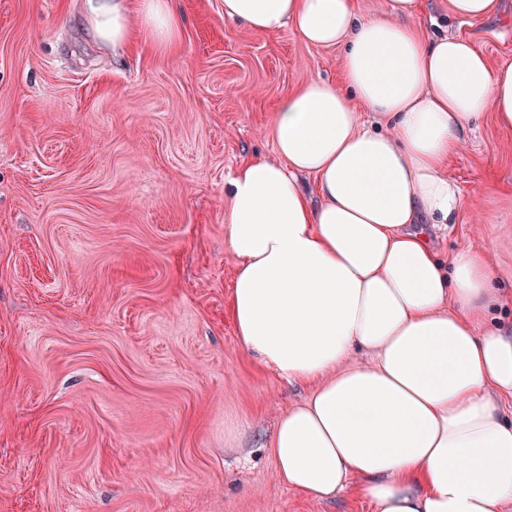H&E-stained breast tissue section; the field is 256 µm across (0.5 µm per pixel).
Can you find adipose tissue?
Listing matches in <instances>:
<instances>
[{
    "mask_svg": "<svg viewBox=\"0 0 512 512\" xmlns=\"http://www.w3.org/2000/svg\"><path fill=\"white\" fill-rule=\"evenodd\" d=\"M419 9L224 0L252 31L288 26L343 50L342 84L283 97L273 157L227 183L230 312L246 350L312 387L272 437L286 485L320 500L352 487L373 512H512V322L490 321L489 251L443 261L429 236L477 205L446 165L486 114L512 128V60L493 67L467 39L427 34ZM82 15L112 50L137 34L164 47L179 28L177 0H83Z\"/></svg>",
    "mask_w": 512,
    "mask_h": 512,
    "instance_id": "adipose-tissue-1",
    "label": "adipose tissue"
}]
</instances>
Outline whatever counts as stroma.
<instances>
[{"instance_id": "35a3bbf8", "label": "stroma", "mask_w": 512, "mask_h": 512, "mask_svg": "<svg viewBox=\"0 0 512 512\" xmlns=\"http://www.w3.org/2000/svg\"><path fill=\"white\" fill-rule=\"evenodd\" d=\"M81 0H0V512H373L288 487L269 452L307 397L236 336L224 185L273 154L279 100L339 81L342 51L257 33L224 0H178L173 48L114 52ZM512 58V0L463 24ZM448 173L477 212L442 256L483 247L512 306V130L486 118Z\"/></svg>"}]
</instances>
